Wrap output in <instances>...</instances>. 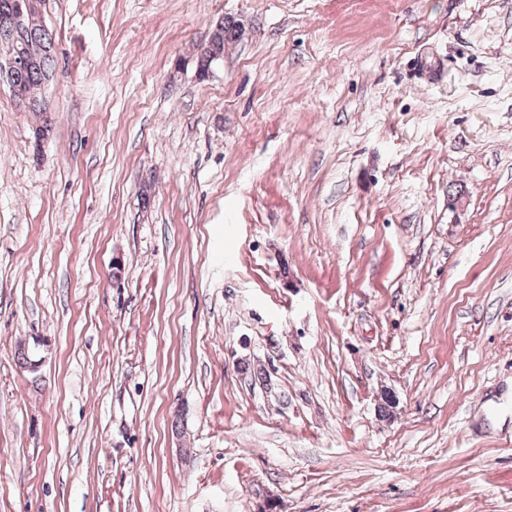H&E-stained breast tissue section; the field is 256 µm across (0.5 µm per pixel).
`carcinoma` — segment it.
Returning <instances> with one entry per match:
<instances>
[{"label":"carcinoma","instance_id":"carcinoma-1","mask_svg":"<svg viewBox=\"0 0 512 512\" xmlns=\"http://www.w3.org/2000/svg\"><path fill=\"white\" fill-rule=\"evenodd\" d=\"M243 27L238 20H226L220 23L218 30L213 32L209 42L197 52L195 58L196 73L204 79L208 73L213 59L224 54V48L235 43L241 37ZM5 36L24 47L27 55L33 61L23 65L14 74V84L18 85L35 102L32 111L39 114L48 112L43 98L36 93L42 85L47 83L56 67V55L52 49L53 36L48 29L41 25H34L26 29H15L5 33Z\"/></svg>","mask_w":512,"mask_h":512}]
</instances>
